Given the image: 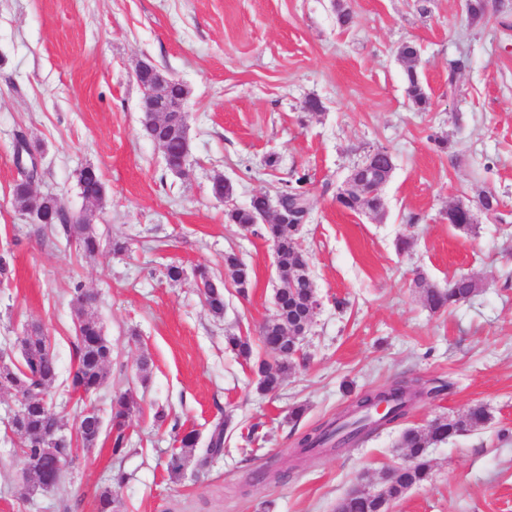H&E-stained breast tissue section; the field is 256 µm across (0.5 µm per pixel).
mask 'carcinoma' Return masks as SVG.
<instances>
[{
  "label": "carcinoma",
  "mask_w": 512,
  "mask_h": 512,
  "mask_svg": "<svg viewBox=\"0 0 512 512\" xmlns=\"http://www.w3.org/2000/svg\"><path fill=\"white\" fill-rule=\"evenodd\" d=\"M488 0H466V13L473 23L485 17ZM408 99L420 111L430 108V100L425 92L414 61L407 60L404 69ZM144 135L156 143L162 151L166 166L171 171L185 167L189 153L186 140L176 124L152 114H145L141 120ZM308 175H297L280 188L275 195L260 194L252 198L246 208L228 210V220L239 227L266 238L273 246L275 263L281 288L276 291L274 313L262 328V341L274 354L275 362H261L257 367V389L262 393L276 391L284 381L292 365L288 360L297 355L291 346L288 335L300 320L309 316L312 281L297 276V269L308 264L307 254L298 246L295 235L298 228L279 219L267 224L255 223L256 217L274 210L282 215H300L314 205V198L306 188ZM82 197L90 203L103 200L104 182L92 167L82 169L77 176ZM13 200L20 211L33 205H41L51 210V223L45 229L76 240L83 253L93 256L99 253L101 239L95 231L87 230L89 223L81 213H71L63 204L56 202L51 195H39L31 189V182L18 180L13 186ZM342 207L349 211L368 209L375 214L383 211V200L378 194L368 196L352 188L337 197ZM224 269L238 287L245 292L251 281V270L235 252L224 255ZM425 305L433 312L444 310L465 302L479 291L478 281L470 276H459L444 290L431 288L424 277L414 280ZM197 287L208 307L216 317L224 315V283L207 269L201 268L197 274ZM72 302L76 310L75 356L77 367L73 372L71 385L77 392L100 390L106 378V366L112 359V350L105 345L106 338L97 320L84 316V309L94 302L91 294L81 286H75ZM47 336L38 327L32 328L19 341L21 361L14 364H0V381L11 385L34 402L19 421L25 435L20 442V455L38 454L36 440L50 437L63 431V416L42 395L54 384L58 377L57 359L46 343ZM135 411L129 393L116 394L111 399V421L107 437L110 438L112 453L121 455L126 451V429L130 427ZM489 421V413L483 406L471 408L458 419H442L434 422L429 431L416 428L405 429L397 447L403 450V465L387 468L382 474V487L378 491L370 489L345 500L344 512H386L389 503L399 499L411 487L424 485L430 478L431 464L427 448L433 442H443L449 437L467 431L478 430ZM377 431L376 422L369 412L361 413L341 423L331 422L322 432L317 446L343 445L358 442ZM181 448L172 454L168 463L169 476L177 480L182 469V458L195 452L197 437L190 431L180 438ZM224 450V426L218 425L211 434L205 457L218 455ZM74 448L66 443L54 459H45L40 465L37 481L59 486L63 483L66 467L73 462Z\"/></svg>",
  "instance_id": "1"
}]
</instances>
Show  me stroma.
<instances>
[{
  "mask_svg": "<svg viewBox=\"0 0 512 512\" xmlns=\"http://www.w3.org/2000/svg\"><path fill=\"white\" fill-rule=\"evenodd\" d=\"M345 2L348 27L334 0H0V255L10 261L0 351L30 325L42 328L59 366L50 398L75 434L83 403L71 386V298L82 286L96 294L92 314L112 344L94 401L105 419L114 393L135 403L125 454L99 439L77 449L63 487L28 496L10 427L18 402L0 391V512H97L107 486L119 512H335L350 490L377 489L382 470L400 463L405 428L476 405L489 423L432 444L429 483L390 512H512V14L492 5L472 25L465 0ZM408 41L426 112L405 92L398 51ZM460 59L466 68L449 77ZM143 60L188 90L191 154L179 176L140 132L134 71ZM311 96L321 112L306 111ZM20 133L40 149L35 191L89 210L101 238L126 239L125 254L86 256L16 208ZM376 149L394 161L382 215L341 208L337 190ZM86 166L106 187L93 209L77 185ZM299 173L317 196L296 240L321 307L282 388L264 395L255 367L274 359L259 336L277 286L272 247L226 213ZM217 175L234 187L230 202L211 195ZM487 191L501 201L497 216L476 210ZM459 203L475 210L466 230L448 222ZM230 250L252 271L243 295L225 277ZM170 264L183 268L181 280L167 278ZM200 266L224 280L222 318L198 295ZM419 275L441 290L468 275L480 289L434 313L412 285ZM229 334L248 337L249 356L226 349ZM403 377L449 388L358 444L294 462L303 433L343 417L354 394ZM223 419V454L203 467L189 459L170 480L178 433L195 432L203 447Z\"/></svg>",
  "mask_w": 512,
  "mask_h": 512,
  "instance_id": "1",
  "label": "stroma"
}]
</instances>
